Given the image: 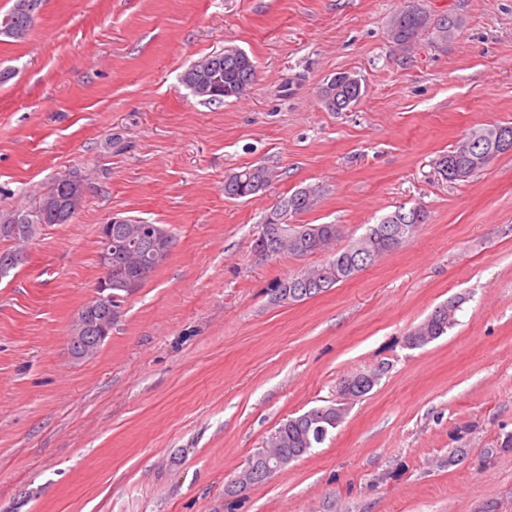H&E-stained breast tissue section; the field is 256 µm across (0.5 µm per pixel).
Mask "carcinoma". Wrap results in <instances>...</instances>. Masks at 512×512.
I'll return each instance as SVG.
<instances>
[{"label":"carcinoma","mask_w":512,"mask_h":512,"mask_svg":"<svg viewBox=\"0 0 512 512\" xmlns=\"http://www.w3.org/2000/svg\"><path fill=\"white\" fill-rule=\"evenodd\" d=\"M20 0L14 4L5 21L4 33L14 38H22L32 26L35 14L25 15L19 10ZM428 20L418 8L410 5L401 10L392 19L390 37L400 46L415 41L427 27ZM458 26L453 18L441 19L435 27V39L448 41ZM212 68L197 81L195 73L185 71L182 84L193 95L208 102L221 103L226 98L238 97L248 91L256 75L254 61L245 53L235 48H227L222 54L212 55ZM366 94V87L361 80L351 73L339 72L327 80L320 88L319 97L330 112H345L356 106ZM502 125H489L473 130L456 146L439 156L438 161L445 167L442 175L450 182L458 180L457 174L466 177L486 167L494 158L501 155L496 150L494 141ZM273 180V172L264 165H251L241 171L230 174L224 181V195L228 198H249L266 190ZM294 196L293 217L313 208L317 193L313 188H301L292 193ZM67 187L63 179H56L51 187L39 198L34 208L12 220L20 233L28 238L36 236L44 224H68L74 218L66 205ZM427 215L421 208L404 212L397 209L384 218L381 223L369 226L367 232L343 250L331 251L333 243L341 235L337 224H296L291 228V238L281 246L279 251L294 256H308L315 253L331 251L330 257L320 267L292 275L280 281L274 289L275 298L290 302L301 301L320 294L340 282H345L370 266L379 256L395 251L414 238L418 229L409 228L411 224L421 225ZM158 235L151 236L144 232V225L136 219L120 224L112 229V238L118 244L112 246V298L96 299L100 319L107 322L110 317L109 306L120 305L123 295L131 294L139 288L155 266L132 267L128 264L123 244L134 243L143 250H152L162 243L166 249H172L175 243L173 232L157 225ZM462 298H451L437 306L420 324L414 326L406 336V342L414 348L425 346L446 335L458 322ZM96 335L94 327L74 321L69 329L70 351L78 360L93 358L102 343L91 342L89 338ZM346 410L338 409V404L313 407L304 413L282 421L265 442V447L275 448L278 453L293 462L300 459L311 449L322 444L338 427Z\"/></svg>","instance_id":"cac0c4a2"}]
</instances>
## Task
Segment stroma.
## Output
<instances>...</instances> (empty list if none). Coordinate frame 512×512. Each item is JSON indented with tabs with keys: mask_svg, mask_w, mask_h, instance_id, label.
I'll use <instances>...</instances> for the list:
<instances>
[{
	"mask_svg": "<svg viewBox=\"0 0 512 512\" xmlns=\"http://www.w3.org/2000/svg\"><path fill=\"white\" fill-rule=\"evenodd\" d=\"M432 25L396 45L405 6ZM234 46L251 89L205 103L181 83ZM355 72L346 112L323 83ZM512 123V0H43L28 34L0 33V224L63 175L82 208L43 225L0 277V512H512V153L464 181L436 167L474 128ZM275 178L245 199L232 172ZM299 224L336 248L398 206L427 214L402 248L314 297L280 280L325 261L254 250L297 189ZM163 224L167 260L129 295L98 354L68 350L96 296L98 228ZM465 302L448 335L408 331ZM383 368L320 447L246 495L227 484L279 423ZM365 94V85L349 72L336 73L321 86L319 91L321 102L331 112L349 110L356 106ZM273 180V172L264 165H251L230 174L224 181L227 198H249L265 191ZM462 298H451L435 307L420 324L414 326L405 340L412 344L410 348H419L446 335L458 322L457 312L460 311Z\"/></svg>",
	"mask_w": 512,
	"mask_h": 512,
	"instance_id": "stroma-1",
	"label": "stroma"
}]
</instances>
